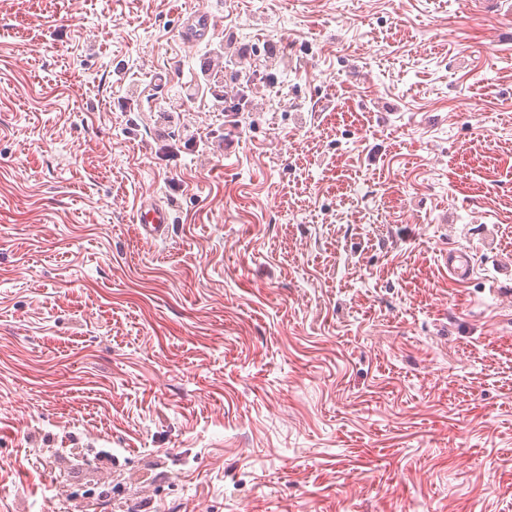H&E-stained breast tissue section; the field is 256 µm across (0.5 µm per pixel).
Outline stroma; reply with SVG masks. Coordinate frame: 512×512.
I'll return each instance as SVG.
<instances>
[{"label": "stroma", "mask_w": 512, "mask_h": 512, "mask_svg": "<svg viewBox=\"0 0 512 512\" xmlns=\"http://www.w3.org/2000/svg\"><path fill=\"white\" fill-rule=\"evenodd\" d=\"M476 3L0 0V512H512V19ZM245 49L231 127L192 86ZM136 223L146 236L157 238L164 235L172 224L171 214L161 204L144 199L136 208Z\"/></svg>", "instance_id": "1"}]
</instances>
